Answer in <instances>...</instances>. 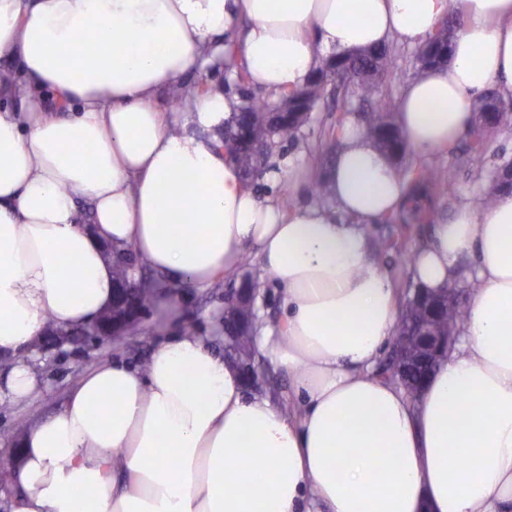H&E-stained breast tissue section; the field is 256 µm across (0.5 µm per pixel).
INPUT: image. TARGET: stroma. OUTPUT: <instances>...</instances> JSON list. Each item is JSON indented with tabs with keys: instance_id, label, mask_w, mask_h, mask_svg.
<instances>
[{
	"instance_id": "1",
	"label": "stroma",
	"mask_w": 512,
	"mask_h": 512,
	"mask_svg": "<svg viewBox=\"0 0 512 512\" xmlns=\"http://www.w3.org/2000/svg\"><path fill=\"white\" fill-rule=\"evenodd\" d=\"M353 101L325 99L311 114L296 144H284L277 148L270 160L268 173L254 180L251 189L257 199L263 202L278 198L280 183L274 174H287L292 167H310L316 172H326L334 158L331 147L334 143L329 135L330 126L336 122L338 111L357 110ZM480 180L469 168L458 170L456 192L445 201L429 199L437 220L449 217L455 206L462 203H478ZM222 289L188 288L184 291L181 308L169 307L166 302L147 312L138 326L126 336L101 344L89 342L84 348L70 347L62 351H32L29 362L40 379L38 391L24 400H16L7 394H0V432L12 430L24 423L49 416L59 411L66 399L69 388L85 372L101 362L118 359L131 364L144 365L154 351L163 334L175 335L184 327H192L198 335L207 337L217 354H224V295L237 291L239 279L226 276Z\"/></svg>"
}]
</instances>
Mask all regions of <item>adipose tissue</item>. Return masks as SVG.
I'll return each instance as SVG.
<instances>
[{"instance_id": "adipose-tissue-1", "label": "adipose tissue", "mask_w": 512, "mask_h": 512, "mask_svg": "<svg viewBox=\"0 0 512 512\" xmlns=\"http://www.w3.org/2000/svg\"><path fill=\"white\" fill-rule=\"evenodd\" d=\"M448 68L396 102L413 152L451 146L491 85L512 94V0H462ZM449 0H0V391L28 398L47 323L96 320L115 295L106 246L172 286L234 274L247 247L279 289L260 352L292 378L290 412L247 394L185 332L146 367L86 372L24 434L11 512H512V195L459 206L411 265L475 284L470 316L418 398L381 379L398 290L366 225L409 186L357 124L327 173L333 209L260 203L214 138L220 86L158 100L227 50L279 95L330 54L425 42ZM64 112H56V105ZM90 200L80 215L77 198Z\"/></svg>"}]
</instances>
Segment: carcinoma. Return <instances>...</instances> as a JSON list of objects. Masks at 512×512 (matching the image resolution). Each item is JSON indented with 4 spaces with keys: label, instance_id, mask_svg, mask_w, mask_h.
Returning <instances> with one entry per match:
<instances>
[{
    "label": "carcinoma",
    "instance_id": "carcinoma-1",
    "mask_svg": "<svg viewBox=\"0 0 512 512\" xmlns=\"http://www.w3.org/2000/svg\"><path fill=\"white\" fill-rule=\"evenodd\" d=\"M460 29V14L451 4L448 15L439 22L428 44L449 50ZM333 60L336 72L328 71L329 61L326 60L301 88L286 91L279 99L289 97L305 109H314L326 97L342 95L367 105L365 111L358 113V121L364 134L387 152L396 161L397 171L409 179L411 218L420 223L433 222V212L421 209L417 190L429 191L438 199H446L455 191L456 173L452 168L425 164L405 166L407 143L396 122L394 103L383 92L392 61L390 47L386 44L370 47L346 56H335ZM227 66L236 68L235 82L241 102L237 111L224 122L223 141L226 145L231 140L235 141L231 157L245 177L250 179L264 172L276 144L293 143L298 139L310 115L300 113L276 128L270 127L266 122L269 107L255 104L248 96L249 75L244 67L235 66L231 52L228 53ZM511 128L512 106L507 104L504 96L489 90L477 97L475 117L468 131L461 162L483 169L491 133ZM310 194L318 201L329 200L333 195V186L325 177L319 176L311 183ZM503 194H512V161L503 162L491 172L481 192V205L490 207ZM392 251L402 255L404 264L412 263L413 255L403 252L396 239L390 236L381 239L379 255ZM166 288L167 285L159 277L145 276L141 285L134 289L132 303L139 311L146 312L155 305ZM255 288L256 284L246 276L240 291L225 298L224 333L228 342L224 361L235 364L242 371L246 385L259 392L261 388L255 380V373L256 369L262 367L263 358L256 349L255 335L246 327V319L254 311L253 307L240 300L241 291L252 294ZM467 313V297L459 289L428 290L415 284L405 292L401 302L395 341L402 343L407 354H417L422 348L423 336L444 339L457 335Z\"/></svg>",
    "mask_w": 512,
    "mask_h": 512
}]
</instances>
